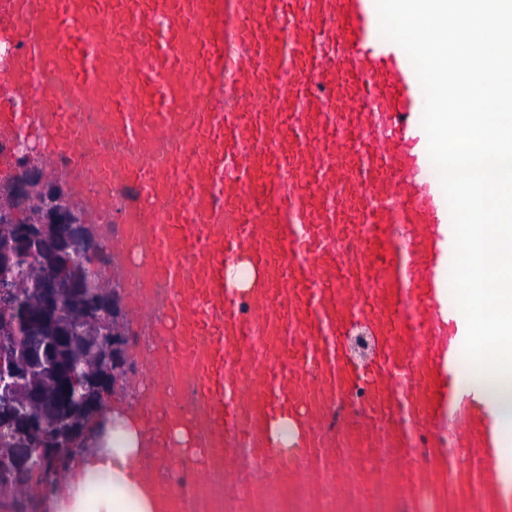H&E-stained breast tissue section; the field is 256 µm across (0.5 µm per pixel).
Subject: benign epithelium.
Instances as JSON below:
<instances>
[{
	"mask_svg": "<svg viewBox=\"0 0 512 512\" xmlns=\"http://www.w3.org/2000/svg\"><path fill=\"white\" fill-rule=\"evenodd\" d=\"M62 218L52 210L45 223L20 230L19 260L34 261L29 243L49 232ZM19 300L16 325L35 344L19 343L11 364L0 369V419L13 436L0 441V497L22 495L19 478L43 472L57 478L60 461L82 449L87 416L101 413L100 391L118 382L125 360L123 336L117 327L118 302L105 288H56L48 294L36 278L13 282ZM77 303L84 315L74 318L69 306ZM81 384L70 385L75 370Z\"/></svg>",
	"mask_w": 512,
	"mask_h": 512,
	"instance_id": "obj_1",
	"label": "benign epithelium"
}]
</instances>
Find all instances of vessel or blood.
Returning a JSON list of instances; mask_svg holds the SVG:
<instances>
[{
    "instance_id": "b4317fda",
    "label": "vessel or blood",
    "mask_w": 512,
    "mask_h": 512,
    "mask_svg": "<svg viewBox=\"0 0 512 512\" xmlns=\"http://www.w3.org/2000/svg\"><path fill=\"white\" fill-rule=\"evenodd\" d=\"M0 45V139L119 226L143 432L190 475L145 470L161 512L341 480L357 452L380 503L512 512V411L463 356L423 93L375 0H0Z\"/></svg>"
}]
</instances>
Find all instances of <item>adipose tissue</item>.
Wrapping results in <instances>:
<instances>
[{
	"instance_id": "1",
	"label": "adipose tissue",
	"mask_w": 512,
	"mask_h": 512,
	"mask_svg": "<svg viewBox=\"0 0 512 512\" xmlns=\"http://www.w3.org/2000/svg\"><path fill=\"white\" fill-rule=\"evenodd\" d=\"M106 448L68 461L49 500L54 512H160L142 477L148 442L136 420L115 415Z\"/></svg>"
}]
</instances>
